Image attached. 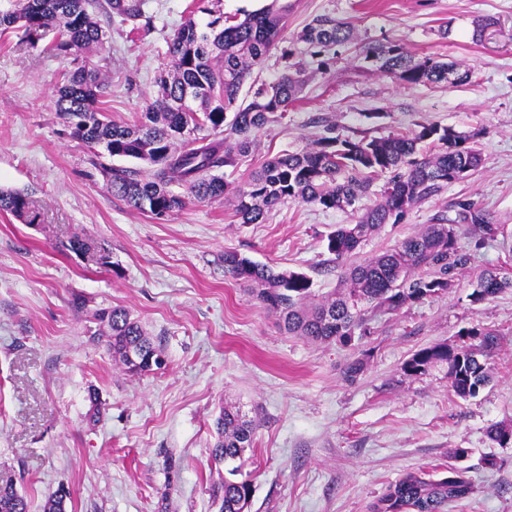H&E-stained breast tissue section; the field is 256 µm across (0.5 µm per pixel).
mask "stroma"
Returning <instances> with one entry per match:
<instances>
[{
  "label": "stroma",
  "instance_id": "1",
  "mask_svg": "<svg viewBox=\"0 0 512 512\" xmlns=\"http://www.w3.org/2000/svg\"><path fill=\"white\" fill-rule=\"evenodd\" d=\"M93 14L107 37L90 51L108 80L102 106L134 122L155 93L167 42L192 0H132ZM282 41L253 77L272 81L292 64L304 87L287 118L258 134V147L230 175L243 181L267 157L311 144L331 125L359 140L437 123L474 137L478 172L449 183L384 225L344 265L385 251L429 224H453L470 256L447 295L396 312L366 315L369 335L314 342L281 331L276 315L224 272L234 249L278 271L306 274L317 296L341 286L327 237L354 222L351 210L286 202L262 224H244L230 202L193 203L165 220L112 195L103 148L71 139L52 105L70 60L0 35V191L27 194L41 221L0 212V469L12 471L31 512L58 483L67 512H214L224 474L211 459L213 423L236 407L257 423L247 451L249 512H369L409 473L444 469L453 448L471 449L474 491L448 512H512V445L487 437L512 422V288L481 303L478 275L512 277V0H289ZM319 15L351 22V44L311 56L300 34ZM396 44L470 71L467 82L411 86L378 71L362 50ZM484 210L503 234L482 237L462 223ZM106 249L109 266L68 250L73 237ZM123 307L160 340L164 369L125 373L94 339V310ZM469 329L496 331L491 382L462 399L448 368L406 371L418 350L456 345ZM363 369L347 377L346 367ZM103 413L89 423V389ZM494 455L496 468L482 465Z\"/></svg>",
  "mask_w": 512,
  "mask_h": 512
}]
</instances>
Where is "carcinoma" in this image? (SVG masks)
Masks as SVG:
<instances>
[{
	"mask_svg": "<svg viewBox=\"0 0 512 512\" xmlns=\"http://www.w3.org/2000/svg\"><path fill=\"white\" fill-rule=\"evenodd\" d=\"M96 0H9L0 9V29L17 27L32 47L47 42L54 55L78 58L100 46L105 32L89 7ZM288 0L271 3L241 20L229 22L220 14L202 25L189 11L167 42L168 64L156 81L152 101L134 124L112 121L101 108L99 71L81 65L69 71L57 87L53 106L70 129V136L89 146H101L112 157L146 163L150 173L113 166L108 170L112 194L138 211L165 219L190 202L216 201L233 195L236 216L243 224H262L287 200L324 208L354 206L368 192L369 176L388 180L362 216L343 224L327 238V250L341 261L382 225L399 223L411 204L439 192L444 185L471 175L482 164L472 136L436 123L419 125L408 133L351 140L327 127L309 146L282 151L267 159L234 189L224 180V168L235 165L255 147L258 133L287 112L301 87L297 75L284 73L271 84L242 88L254 68L281 41L288 19ZM352 24L321 15L303 29L301 40L318 56L350 40ZM365 58L409 85L459 83L470 72L438 58L418 59L397 45L369 46ZM233 111L227 118V111ZM206 135L200 137L198 133ZM0 211L27 224L40 213L20 191H0ZM464 220L494 238L501 225L482 210L466 209ZM469 255L457 246V232L446 224H430L365 263L343 272L349 287L309 306L312 282L297 272L275 271L235 250H224V273L255 287L258 299L275 311L279 326L290 335L316 341L349 343L365 324L371 308L395 311L407 303L440 297L453 286L455 271ZM512 288V279L496 271L482 273L471 294L483 302ZM94 318L105 324V345L126 373L144 375L165 365L160 344L146 334L138 320L123 308H102ZM478 343L450 347L436 343L418 351L405 370L425 372L437 363L448 366L455 395L475 396L490 375L483 358L499 346V335L471 329ZM214 463L224 477L212 487L216 512H241L251 501L252 484L236 461L252 448L257 426L239 411L224 410L214 423ZM456 479L410 473L389 487L371 512H447L448 503L468 497L473 485L466 469L448 465ZM70 491L63 482L49 493L42 512H66ZM0 512H31L30 502L9 473L0 474Z\"/></svg>",
	"mask_w": 512,
	"mask_h": 512,
	"instance_id": "carcinoma-1",
	"label": "carcinoma"
}]
</instances>
